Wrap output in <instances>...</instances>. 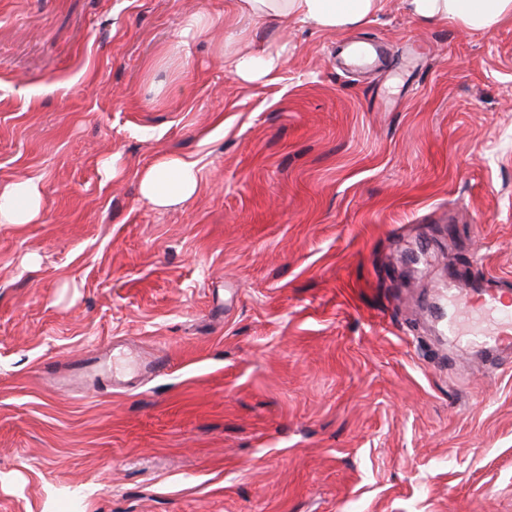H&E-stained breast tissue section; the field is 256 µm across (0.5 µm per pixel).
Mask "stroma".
<instances>
[{
  "instance_id": "obj_1",
  "label": "stroma",
  "mask_w": 512,
  "mask_h": 512,
  "mask_svg": "<svg viewBox=\"0 0 512 512\" xmlns=\"http://www.w3.org/2000/svg\"><path fill=\"white\" fill-rule=\"evenodd\" d=\"M193 13L211 39L166 55ZM249 40L287 44L273 79L225 69ZM168 155L200 190L155 209L139 176ZM21 178L44 207L0 224V512H512V357L431 315L448 282L512 284V19L0 0ZM112 343L169 366L56 387Z\"/></svg>"
}]
</instances>
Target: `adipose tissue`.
Returning a JSON list of instances; mask_svg holds the SVG:
<instances>
[{"instance_id": "adipose-tissue-1", "label": "adipose tissue", "mask_w": 512, "mask_h": 512, "mask_svg": "<svg viewBox=\"0 0 512 512\" xmlns=\"http://www.w3.org/2000/svg\"><path fill=\"white\" fill-rule=\"evenodd\" d=\"M407 12L424 22H453L470 31H488L512 19V0H404ZM385 0H240L246 14L290 21L322 32L343 31L377 17ZM286 47L248 48L225 58L224 66L246 81H258L277 72ZM140 197L163 208L186 201L199 191L196 164L166 156L140 176ZM43 193L32 179L0 186V224H34L43 211Z\"/></svg>"}]
</instances>
